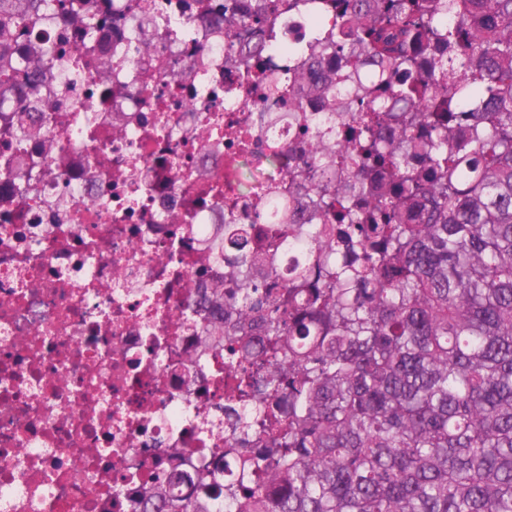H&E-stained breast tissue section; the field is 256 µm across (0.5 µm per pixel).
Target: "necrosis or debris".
Segmentation results:
<instances>
[{
  "instance_id": "necrosis-or-debris-1",
  "label": "necrosis or debris",
  "mask_w": 512,
  "mask_h": 512,
  "mask_svg": "<svg viewBox=\"0 0 512 512\" xmlns=\"http://www.w3.org/2000/svg\"><path fill=\"white\" fill-rule=\"evenodd\" d=\"M4 43L39 110L0 81V512H141L149 477L211 469L234 442L228 351L201 338L224 278L204 238L257 203L199 198L237 151L211 129L281 153L282 191L310 136L269 126L210 0H63Z\"/></svg>"
}]
</instances>
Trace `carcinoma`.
I'll return each instance as SVG.
<instances>
[{
  "mask_svg": "<svg viewBox=\"0 0 512 512\" xmlns=\"http://www.w3.org/2000/svg\"><path fill=\"white\" fill-rule=\"evenodd\" d=\"M369 7L308 14V38L348 58L364 91L336 162L314 150L290 173L326 225L304 232L284 209L298 256L273 270L255 224L208 239L239 270L210 292L202 334L244 342L225 387L257 457L229 448L197 474L198 495L169 479L142 512H219L209 502L226 493L234 512H512V0H385L367 22ZM282 10L261 0L232 28ZM269 91L281 118L303 111ZM457 123L470 133L450 141ZM229 167L260 200L281 175L275 155Z\"/></svg>",
  "mask_w": 512,
  "mask_h": 512,
  "instance_id": "cac0c4a2",
  "label": "carcinoma"
}]
</instances>
